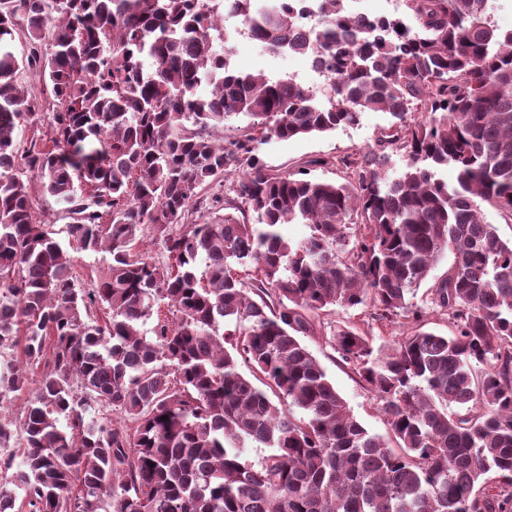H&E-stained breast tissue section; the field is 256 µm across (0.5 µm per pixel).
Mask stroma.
Segmentation results:
<instances>
[{"mask_svg": "<svg viewBox=\"0 0 512 512\" xmlns=\"http://www.w3.org/2000/svg\"><path fill=\"white\" fill-rule=\"evenodd\" d=\"M230 46L231 65L238 71L290 75L309 87L317 86L320 82L319 76L309 70L307 60L302 56L269 55L255 41L238 34L232 36ZM17 82L28 94L44 101L38 119L17 128L18 138L27 140L36 135L47 136L52 108L46 103L48 93L44 83L35 72L26 69L18 73ZM390 125L388 113L368 112L363 114L357 125L340 127L319 136L273 140L260 145L259 153L273 173L302 172L307 178L330 182L354 180L351 162L383 155L387 158L385 171L394 176L405 168L408 157L404 152L392 151L382 143L381 137ZM373 313L368 303L349 309L334 307L321 312L323 333L308 339L307 345L352 413L369 431L385 436L389 433V427L379 411L377 401L351 368L341 361L331 343L335 331L345 325L357 327L373 336L376 344L385 347L393 345L412 328L411 322L406 319L388 327L382 326L374 319Z\"/></svg>", "mask_w": 512, "mask_h": 512, "instance_id": "35a3bbf8", "label": "stroma"}]
</instances>
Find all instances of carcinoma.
Here are the masks:
<instances>
[{"label": "carcinoma", "instance_id": "cac0c4a2", "mask_svg": "<svg viewBox=\"0 0 512 512\" xmlns=\"http://www.w3.org/2000/svg\"><path fill=\"white\" fill-rule=\"evenodd\" d=\"M403 2L413 28L320 0L304 32L288 0H0V398L30 391L0 417V512H512V239L481 210L512 216V30L488 0ZM224 8L266 53L315 57L336 94L231 68ZM25 68L55 99L50 137L27 143L15 130L43 104ZM366 112L394 119L382 143L409 162L393 178L272 174L258 154ZM234 116L247 124L216 142ZM26 171L64 204L66 242L38 223ZM232 171L235 196L204 205ZM291 223L310 236H282ZM148 232L168 265L144 259ZM72 251L104 256L94 287ZM366 302L385 326L432 309L455 327L388 348L334 335L397 451L303 341L320 312ZM163 304L174 319L144 330ZM22 358L43 365L31 388Z\"/></svg>", "mask_w": 512, "mask_h": 512}]
</instances>
